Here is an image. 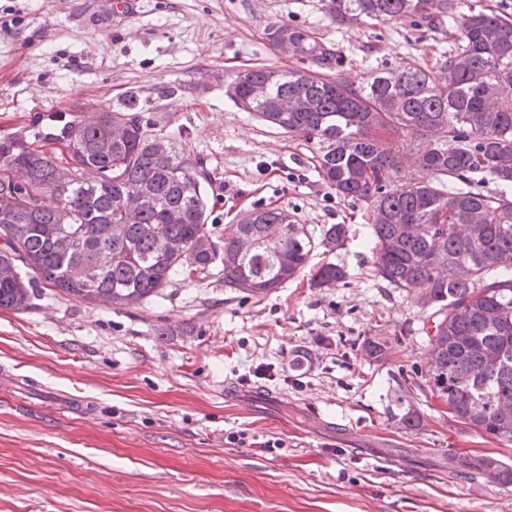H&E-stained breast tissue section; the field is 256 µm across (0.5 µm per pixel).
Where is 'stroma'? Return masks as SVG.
<instances>
[{
    "mask_svg": "<svg viewBox=\"0 0 512 512\" xmlns=\"http://www.w3.org/2000/svg\"><path fill=\"white\" fill-rule=\"evenodd\" d=\"M328 0H0V136L123 109L208 174L209 240L241 215L288 209L319 246L312 268L265 296L224 285L213 261L133 307L89 305L50 286L0 309V512H512V488L452 473L448 452L512 463V442L480 436L423 388L428 313L374 277L371 220L315 169V146L265 125L228 94L254 67L352 79L439 68L455 27L436 17L350 29ZM301 28L330 66L280 52L268 31ZM383 342L381 356L361 344ZM265 393L255 413L225 387ZM419 428L403 424L406 410ZM247 433L255 445L233 443ZM280 440L272 450L260 449ZM346 277L347 271L343 267L329 262L323 264L312 274V282L318 288H330L336 283L343 282Z\"/></svg>",
    "mask_w": 512,
    "mask_h": 512,
    "instance_id": "35a3bbf8",
    "label": "stroma"
}]
</instances>
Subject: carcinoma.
Wrapping results in <instances>:
<instances>
[{"label":"carcinoma","instance_id":"carcinoma-1","mask_svg":"<svg viewBox=\"0 0 512 512\" xmlns=\"http://www.w3.org/2000/svg\"><path fill=\"white\" fill-rule=\"evenodd\" d=\"M336 19L356 24L446 17L457 47L434 75L421 66L370 72L355 82L314 71L249 69L231 96L239 108L316 147L319 175L371 214L375 276L432 310L426 329L431 361L425 383L448 405V417L512 442V23L484 11L457 12L456 0H329ZM288 53L327 61L302 32ZM131 100L122 112L71 120L50 136L0 137V309L29 307L43 281L87 304L129 307L158 296L175 277L205 270L209 198L198 164L168 144L151 146L148 124ZM124 121L129 136L111 138ZM64 144L75 178L38 146ZM436 182L406 175L408 163ZM137 196L136 219L121 223ZM121 234L112 235V225ZM272 224L284 237L266 234ZM346 228L332 224L321 242L339 246ZM58 238L73 241L59 253ZM181 243L178 254L165 243ZM315 247L305 226L284 208H257L224 238V285L253 283L267 295L308 265ZM112 255L105 267L98 255ZM347 271L326 263L313 285L331 287ZM471 479L512 486V464L486 453L452 456Z\"/></svg>","mask_w":512,"mask_h":512}]
</instances>
